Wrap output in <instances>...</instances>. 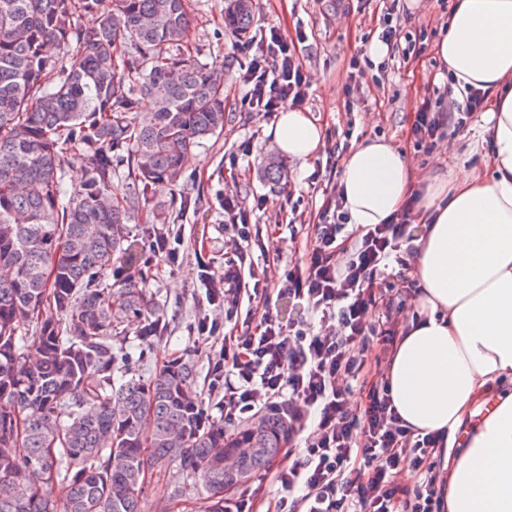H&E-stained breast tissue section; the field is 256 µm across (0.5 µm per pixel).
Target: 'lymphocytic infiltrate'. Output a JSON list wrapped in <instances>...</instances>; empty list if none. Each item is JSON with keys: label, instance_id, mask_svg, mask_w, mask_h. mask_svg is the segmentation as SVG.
Wrapping results in <instances>:
<instances>
[{"label": "lymphocytic infiltrate", "instance_id": "lymphocytic-infiltrate-1", "mask_svg": "<svg viewBox=\"0 0 512 512\" xmlns=\"http://www.w3.org/2000/svg\"><path fill=\"white\" fill-rule=\"evenodd\" d=\"M238 50L249 57L240 111L271 115L302 107L307 82L292 40L263 27ZM409 201L390 223L359 227L353 246L341 250L336 242L349 215L334 199L333 214L315 225L304 259L278 276L280 294L303 299L320 321H335L333 334L310 323L286 328L254 308L240 318L242 300L266 288L246 278L255 246L247 213L235 200L224 201V228L236 236L237 247L222 276L208 273L204 281L211 298L223 303L225 322L240 329L224 335L203 321L198 331L224 337L215 376L224 382L227 419L243 422L277 410L288 418L289 436L301 439L276 475L285 491L277 512H440L436 457L442 438L402 424L386 380L372 383L361 397L351 386L368 362H381L393 338V311L372 322L366 315L377 296L394 289L390 264L405 268L414 257L417 195ZM404 463L415 474L413 485L393 479Z\"/></svg>", "mask_w": 512, "mask_h": 512}]
</instances>
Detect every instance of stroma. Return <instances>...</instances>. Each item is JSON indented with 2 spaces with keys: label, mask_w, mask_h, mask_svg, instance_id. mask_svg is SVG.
I'll use <instances>...</instances> for the list:
<instances>
[{
  "label": "stroma",
  "mask_w": 512,
  "mask_h": 512,
  "mask_svg": "<svg viewBox=\"0 0 512 512\" xmlns=\"http://www.w3.org/2000/svg\"><path fill=\"white\" fill-rule=\"evenodd\" d=\"M455 0H400L409 12L405 31L422 36L420 56L395 58L387 71L365 69L359 91L346 92L349 62L360 48L376 41L377 21L384 0H256L255 27H276L298 40V54L307 77L308 96L302 107L322 129L324 146L307 161L287 159L288 177L272 185L261 180L263 157L278 148L266 129L275 116L237 108L246 88L239 75L245 59L236 50L237 35L224 26V0H191L194 22L189 49L198 61L219 73L224 91V128L196 147L177 190L135 189L127 168H120L115 187L124 190L131 207L127 229L139 244L138 257L148 264L146 286L161 324L157 336L142 340L139 324H125L123 348L131 362L146 374L168 360H189L195 370V391L210 419H224V392L214 388L212 370L222 359V339L199 335L207 320L223 323L224 309L213 304L198 277L199 264L222 275L224 259L234 249L224 231V200L233 198L252 208L251 223L260 241L275 249L257 262L259 279H276L286 265L299 261L320 218L325 199L336 195L344 157L360 143L384 139L404 151L419 186L433 176L449 175L464 165L487 172L494 149L486 114L468 119L464 127L444 130L434 149L418 151L409 131L421 105L447 111L454 96L448 75L436 52L448 30ZM180 240L175 256L155 254L159 234ZM279 456L247 487L232 497L243 512H274L282 496L276 481Z\"/></svg>",
  "instance_id": "35a3bbf8"
}]
</instances>
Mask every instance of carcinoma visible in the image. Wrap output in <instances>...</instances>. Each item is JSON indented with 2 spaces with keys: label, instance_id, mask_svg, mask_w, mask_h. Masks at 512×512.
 <instances>
[{
  "label": "carcinoma",
  "instance_id": "obj_1",
  "mask_svg": "<svg viewBox=\"0 0 512 512\" xmlns=\"http://www.w3.org/2000/svg\"><path fill=\"white\" fill-rule=\"evenodd\" d=\"M254 0H228L224 26L244 36ZM99 14L83 29L79 12ZM188 0H0V512H146L148 475L170 497L197 490L203 512L279 455L288 418L268 411L228 432L209 422L193 365L146 376L112 344L122 312L153 333L144 275L98 287L111 262L132 264L130 206L113 159L142 192L178 184L194 148L224 128V92L187 42ZM152 110H138V94ZM64 149L88 167L67 189ZM261 177L287 170L266 158ZM246 445L239 475L224 456ZM56 482L62 503L42 486Z\"/></svg>",
  "mask_w": 512,
  "mask_h": 512
}]
</instances>
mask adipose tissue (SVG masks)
<instances>
[{
  "mask_svg": "<svg viewBox=\"0 0 512 512\" xmlns=\"http://www.w3.org/2000/svg\"><path fill=\"white\" fill-rule=\"evenodd\" d=\"M437 54L455 78L492 97L494 158L484 175L434 177L419 211L427 233L412 276L421 314L400 336L385 377L413 432L445 435V512H512V0H456ZM305 161L323 144L305 112L285 108L268 129ZM398 147L374 139L345 157L338 183L355 225L386 224L411 193Z\"/></svg>",
  "mask_w": 512,
  "mask_h": 512,
  "instance_id": "ef3b65f1",
  "label": "adipose tissue"
}]
</instances>
